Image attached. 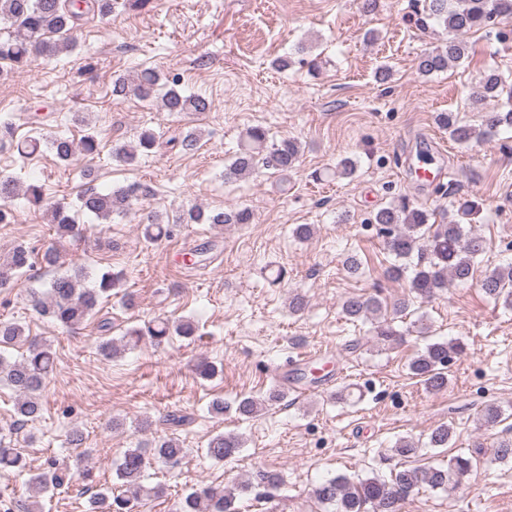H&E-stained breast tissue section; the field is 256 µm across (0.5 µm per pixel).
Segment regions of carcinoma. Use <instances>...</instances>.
<instances>
[{
	"instance_id": "obj_1",
	"label": "carcinoma",
	"mask_w": 512,
	"mask_h": 512,
	"mask_svg": "<svg viewBox=\"0 0 512 512\" xmlns=\"http://www.w3.org/2000/svg\"><path fill=\"white\" fill-rule=\"evenodd\" d=\"M152 0H0V62L5 61L15 70L28 65L32 55L55 57L63 51L76 47L77 32L81 19L89 14L105 20L112 16L117 6L133 10H144ZM503 18H512V0H423L418 13L421 27L429 23L439 25L448 33L446 42L419 56L417 70L422 75L443 72L468 57L469 45L464 35L474 29L492 28ZM162 82L161 72L144 68L132 75L120 76L112 86L115 96H134L140 100L160 98L162 107L171 113L202 114L210 110V102L201 95H185ZM482 91L472 99L478 106L487 98L506 96L512 103V81L509 82L494 70L482 79ZM439 125L448 130L451 140L465 144L473 140L490 138L503 129H512V108L499 109L484 115L482 128L477 130L467 124L457 112L441 113ZM161 135L150 128L143 129L135 142L112 148V159L124 164L133 163L138 156L154 152L160 145L180 146L183 150L197 147L200 137L190 132L183 137H171L160 142ZM101 142L97 136L86 134L79 142L67 137H55L50 148L57 159L70 160L80 153L94 158L100 153ZM300 146L293 139L279 141L269 137V130L261 125L252 126L245 132L235 160L228 166L224 177L227 179L250 175L262 168L273 173L286 175L297 169ZM85 187L79 196L78 211L92 214L101 221H110L115 216H124L136 203L155 196V189L141 182L116 185L100 190L92 185V169L83 170ZM23 193L28 204L34 208L45 206V188L37 181L22 186L11 176H0V200L3 202ZM50 223L54 224L60 236L76 237L80 234L75 216L63 204L49 206ZM480 213V205L471 199L457 201L456 212L446 224H440L428 235L425 227L431 213L415 207L410 200L401 196L380 208L374 223L380 226L387 247L401 260H415L409 288L416 297L428 299L445 290L450 284H464L474 276L476 259L484 252L483 237L472 229H465L462 221L473 220ZM252 215L247 209L225 211L204 210L194 207L181 217V224H248ZM173 225L163 219V214L154 211L148 216L144 236L157 241L171 236ZM35 249L16 246L7 259L0 262V288L16 277L29 274L36 267ZM91 272L84 266L54 276L42 296H36L33 303L37 311L52 318L64 328H75L84 324L93 315L101 298L119 286V277L103 272L97 276L94 287L86 286ZM481 289L486 296L512 309V262L494 268L481 280ZM409 307V301L402 299L392 306V312H382V302L375 296L350 294L342 302L343 312L350 318L374 321V334L383 342L401 338L396 329V320ZM196 325L191 320H153L141 328L128 329L120 343L107 340L100 344L101 354L115 358L122 350L135 347L143 337L149 336L159 343L172 334L192 336ZM25 337L24 330L16 323L0 321V345L9 346ZM464 345L459 341H435L426 345L423 352L409 363L411 373L420 378L426 389L440 391L448 386L446 369L451 359L463 353ZM55 368V355L51 344L29 341L28 354L18 361H10L0 354V382L6 383L17 395L16 413L18 424L39 417L42 412V397L45 379ZM284 397L279 389H273L259 397H245L238 401L236 411L246 418H253L263 409ZM452 438L451 428L437 427L430 435L427 447L446 448ZM240 435L220 432L211 436L206 446L207 455L222 461L230 458L243 448ZM154 456L167 466L174 468L181 464L186 455L179 440L163 439L155 443ZM474 457L456 455L448 461V467L409 468L393 472L390 478L380 475L362 478L356 482L344 475L325 478L311 488V497L318 503L333 508V512H401L403 501L413 492L422 488L456 489L473 467ZM146 468L145 450L141 447L125 451L115 469V477L124 491L110 497L98 494L96 501L110 499V512H132L131 502L140 496L159 493L156 488L142 485ZM0 470H26V462L14 448L0 445ZM90 469L83 461L75 460L71 465L50 459L46 467L30 477V484L41 493L52 487H68L75 481L86 482ZM281 484L279 474L263 467L254 470L251 479L243 482L234 491L228 488L205 486L187 493L176 506V512H240L236 505V493H246L252 488L275 491Z\"/></svg>"
}]
</instances>
